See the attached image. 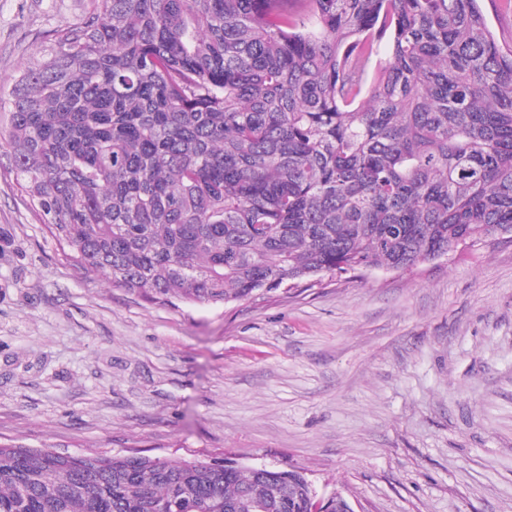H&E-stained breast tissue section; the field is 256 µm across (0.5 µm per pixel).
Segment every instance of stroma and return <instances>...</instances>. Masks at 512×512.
<instances>
[{
	"instance_id": "1",
	"label": "stroma",
	"mask_w": 512,
	"mask_h": 512,
	"mask_svg": "<svg viewBox=\"0 0 512 512\" xmlns=\"http://www.w3.org/2000/svg\"><path fill=\"white\" fill-rule=\"evenodd\" d=\"M89 0H0V87ZM0 144V440L302 471L354 512H512V242L248 301L61 254Z\"/></svg>"
}]
</instances>
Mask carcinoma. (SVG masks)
I'll list each match as a JSON object with an SVG mask.
<instances>
[{"mask_svg": "<svg viewBox=\"0 0 512 512\" xmlns=\"http://www.w3.org/2000/svg\"><path fill=\"white\" fill-rule=\"evenodd\" d=\"M15 80L76 269L229 303L512 232V49L479 0H91ZM319 512L302 471L0 443V512Z\"/></svg>", "mask_w": 512, "mask_h": 512, "instance_id": "obj_1", "label": "carcinoma"}]
</instances>
